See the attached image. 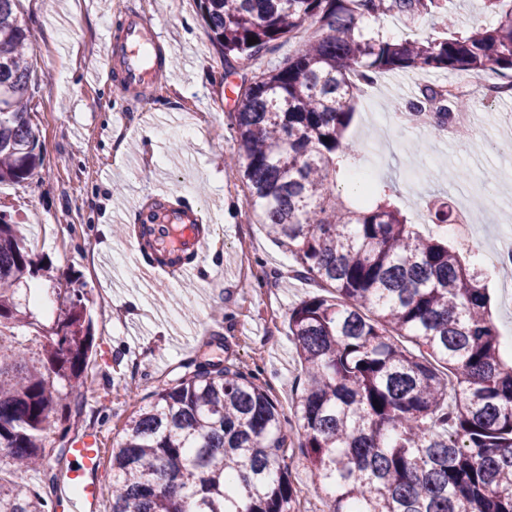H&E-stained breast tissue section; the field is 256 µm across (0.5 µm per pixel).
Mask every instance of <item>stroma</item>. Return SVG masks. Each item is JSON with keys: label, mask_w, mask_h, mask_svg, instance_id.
<instances>
[{"label": "stroma", "mask_w": 512, "mask_h": 512, "mask_svg": "<svg viewBox=\"0 0 512 512\" xmlns=\"http://www.w3.org/2000/svg\"><path fill=\"white\" fill-rule=\"evenodd\" d=\"M150 13L171 59L138 97L113 92L102 76L103 46L115 14ZM34 48L33 120L41 165L0 185V211L38 244L32 285L42 305L27 306L37 328L14 333V350L43 352L40 332L62 312L60 296L83 289L93 323L88 378L68 396L70 438L97 432L111 448L128 417L188 364L220 362L256 370L285 415H292L301 367L288 314L315 294L295 274L246 204L247 189L227 175L237 144L230 129L232 87L197 0H19ZM426 71L391 72L358 93L350 131L360 167L393 187L394 203L416 218L419 199L468 206L481 239L512 231V151L499 115L512 100L479 107L478 129L451 141L427 130L386 127L382 116L410 98ZM154 134L152 143L142 131ZM194 209L208 249L173 265L149 238L134 240L145 202ZM140 300L129 310L127 296Z\"/></svg>", "instance_id": "1"}]
</instances>
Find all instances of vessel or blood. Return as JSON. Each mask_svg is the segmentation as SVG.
<instances>
[{
    "label": "vessel or blood",
    "instance_id": "obj_1",
    "mask_svg": "<svg viewBox=\"0 0 512 512\" xmlns=\"http://www.w3.org/2000/svg\"><path fill=\"white\" fill-rule=\"evenodd\" d=\"M106 55L121 63L115 84L123 93L144 91L146 68L162 69L168 59L157 41L152 17L136 9L125 12L118 20L114 36L106 42ZM166 221L172 224L179 247L205 253L208 240L197 230V214L173 210L168 212ZM71 458L74 465L63 475L60 487L61 493L67 496L69 512H95L98 485L94 475L101 460L97 434L89 433L77 439Z\"/></svg>",
    "mask_w": 512,
    "mask_h": 512
}]
</instances>
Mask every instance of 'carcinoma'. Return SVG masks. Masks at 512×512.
Here are the masks:
<instances>
[{
  "mask_svg": "<svg viewBox=\"0 0 512 512\" xmlns=\"http://www.w3.org/2000/svg\"><path fill=\"white\" fill-rule=\"evenodd\" d=\"M16 2L0 0V183L41 163L33 51ZM485 2L496 24L463 33L448 0H198L230 74L319 24L286 62L242 76L231 121L248 207L322 290L291 310L288 332L301 364L299 448L328 512H512V354L492 321L490 274L447 238L417 232L391 187L350 205L336 196V175L358 155L347 139L350 69L512 78V0ZM401 14L410 24L431 16L444 35L393 41L358 25ZM431 103L436 134L471 106L420 95L405 109ZM31 253L21 227L0 216V327L36 326L16 298L35 276ZM46 341L37 359L0 356V452L16 473L42 464L57 423L58 454L69 452V406L54 382L73 388L86 376L93 336L81 289L67 292ZM289 424L255 374L199 366L128 418L111 450L112 512H295ZM50 508L0 479V512Z\"/></svg>",
  "mask_w": 512,
  "mask_h": 512,
  "instance_id": "obj_1",
  "label": "carcinoma"
}]
</instances>
